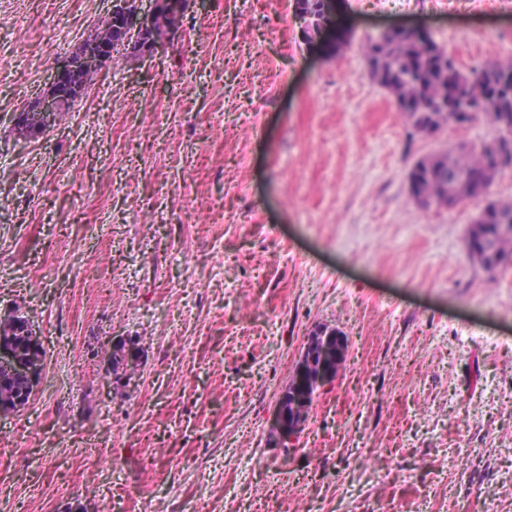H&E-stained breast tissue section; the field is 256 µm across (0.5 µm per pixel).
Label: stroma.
<instances>
[{"label": "stroma", "mask_w": 512, "mask_h": 512, "mask_svg": "<svg viewBox=\"0 0 512 512\" xmlns=\"http://www.w3.org/2000/svg\"><path fill=\"white\" fill-rule=\"evenodd\" d=\"M334 3L341 40L311 47L293 0H207L23 138L112 0H0V308L45 350L0 415V512H512V258L470 253L483 200L423 210L407 182L498 130L420 136L364 56L406 26L464 70L512 61V0ZM321 325L340 376L275 447ZM119 339L144 356L129 386ZM62 100L56 95L48 94L42 98L36 106V112H33L35 107L27 110L24 117L23 127L25 128L26 136H31L44 129V125L55 123L59 120L60 112H63L64 105ZM40 112L43 116L44 125L38 123L36 119L37 113ZM336 339V346L338 349L337 359H336V347L334 344H328L326 350L324 352H318L316 357L317 364H325L327 366L333 367V369H322L320 366H317L314 371V357L318 349L324 347L328 342ZM345 350H346V342L341 332L335 328H330L329 326H318L316 327L308 336L302 354L300 356L299 362L296 366V371L294 375V379L292 380L289 387L282 393L280 396L274 414V423L275 429L278 432L281 440L283 442L292 441L297 438V436L303 430L305 424V408L310 407L314 398V392H316L317 388L324 386L327 383H331L337 378L341 366L343 364L345 358ZM336 367V369H335ZM308 374L311 385L310 389L313 391L311 394V399L309 403L303 404L304 409H302L301 416L298 419L292 417V421L288 422V394H289V406L292 403L293 391H289L288 389L296 388L300 385L302 377Z\"/></svg>", "instance_id": "35a3bbf8"}]
</instances>
